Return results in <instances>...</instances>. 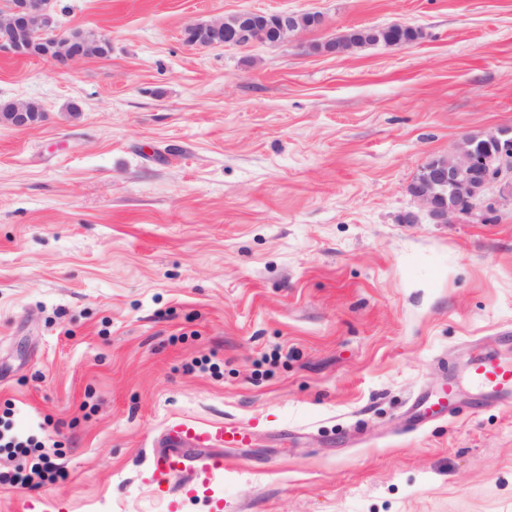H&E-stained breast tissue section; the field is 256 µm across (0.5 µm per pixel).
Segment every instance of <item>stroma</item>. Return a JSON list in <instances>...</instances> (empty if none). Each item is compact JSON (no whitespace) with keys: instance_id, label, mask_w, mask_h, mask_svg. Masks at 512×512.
Instances as JSON below:
<instances>
[{"instance_id":"35a3bbf8","label":"stroma","mask_w":512,"mask_h":512,"mask_svg":"<svg viewBox=\"0 0 512 512\" xmlns=\"http://www.w3.org/2000/svg\"><path fill=\"white\" fill-rule=\"evenodd\" d=\"M111 51L62 71L0 50V427L57 471L0 512H168L176 422L233 423L231 465L178 512H512V408L414 433L422 391L512 329V205L436 224L407 187L512 125V0H53ZM319 12L281 47L188 24ZM401 47L317 54L353 27ZM344 37L358 40L363 44L383 43L385 45H390L391 43H398L393 46H401L404 44L399 43L407 44L414 42L419 37V32L412 27L394 24L383 28L351 30L347 32L344 36L336 38L335 41ZM13 111L11 112L10 102H0V114L1 112H10L11 120L15 127L25 128L31 126L33 123V113L41 112L42 107L32 102L33 112H29V100H13Z\"/></svg>"}]
</instances>
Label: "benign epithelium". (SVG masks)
I'll return each instance as SVG.
<instances>
[{
  "label": "benign epithelium",
  "mask_w": 512,
  "mask_h": 512,
  "mask_svg": "<svg viewBox=\"0 0 512 512\" xmlns=\"http://www.w3.org/2000/svg\"><path fill=\"white\" fill-rule=\"evenodd\" d=\"M296 12L247 11L195 22L186 29L187 44L196 48L224 45V29H231L242 45L258 42L264 36L258 20L273 31L271 46H281L301 31ZM51 43L45 58L60 70H68L86 58L83 40L60 30L51 10V0H12L9 10L0 14V49L14 56L34 55V45ZM14 126L33 123L29 101H13L10 113ZM499 186L500 197L512 202V127L497 130L479 150L460 149L456 144L448 156L426 162L408 185L410 195L426 209L436 224H446L471 213L488 186Z\"/></svg>",
  "instance_id": "7a95c632"
}]
</instances>
